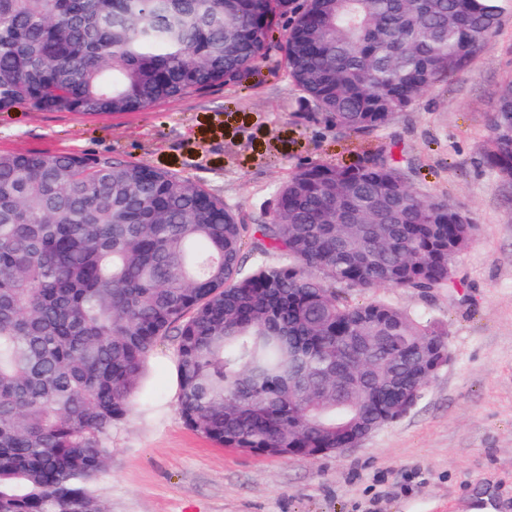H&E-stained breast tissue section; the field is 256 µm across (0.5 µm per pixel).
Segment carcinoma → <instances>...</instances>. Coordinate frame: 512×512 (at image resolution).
<instances>
[{
  "label": "carcinoma",
  "instance_id": "obj_1",
  "mask_svg": "<svg viewBox=\"0 0 512 512\" xmlns=\"http://www.w3.org/2000/svg\"><path fill=\"white\" fill-rule=\"evenodd\" d=\"M512 0H0V112H144L240 85L270 51L314 118L370 133L485 50ZM481 164L512 183V80ZM387 147L310 162L261 224L166 169L0 153V512H108L112 458L148 358L175 346L196 433L286 457L354 448L417 403L448 353L433 321L347 291L448 286L475 225L421 197ZM255 263L244 271L245 252Z\"/></svg>",
  "mask_w": 512,
  "mask_h": 512
}]
</instances>
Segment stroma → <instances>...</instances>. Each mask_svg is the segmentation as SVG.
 Returning <instances> with one entry per match:
<instances>
[{
	"instance_id": "stroma-1",
	"label": "stroma",
	"mask_w": 512,
	"mask_h": 512,
	"mask_svg": "<svg viewBox=\"0 0 512 512\" xmlns=\"http://www.w3.org/2000/svg\"><path fill=\"white\" fill-rule=\"evenodd\" d=\"M258 85L220 86L145 112H0V152H74L170 170L244 224L310 161L351 164L396 143L421 196L466 210L477 227L457 287L353 292L432 318L449 360L401 419L342 453L258 456L221 448L177 410L175 350L150 356L132 412L112 429V460L91 490L108 512H512V186L483 168L486 115L512 80V16L452 82L371 134L304 119L278 52Z\"/></svg>"
}]
</instances>
